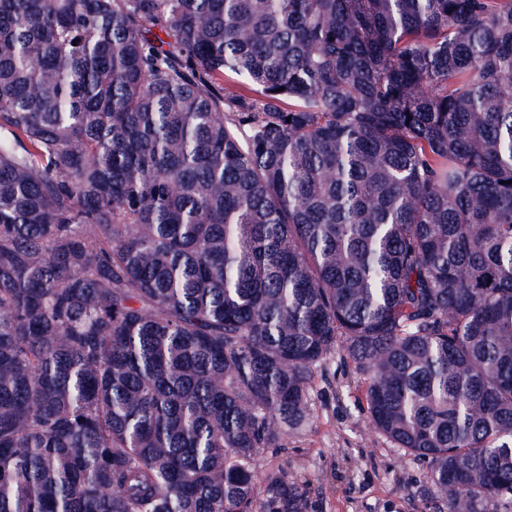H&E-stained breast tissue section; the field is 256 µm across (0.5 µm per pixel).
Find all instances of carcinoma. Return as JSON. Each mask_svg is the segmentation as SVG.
Here are the masks:
<instances>
[{
	"label": "carcinoma",
	"mask_w": 512,
	"mask_h": 512,
	"mask_svg": "<svg viewBox=\"0 0 512 512\" xmlns=\"http://www.w3.org/2000/svg\"><path fill=\"white\" fill-rule=\"evenodd\" d=\"M338 351L512 512V0H0V512H308Z\"/></svg>",
	"instance_id": "carcinoma-1"
}]
</instances>
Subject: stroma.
Segmentation results:
<instances>
[{"label":"stroma","mask_w":512,"mask_h":512,"mask_svg":"<svg viewBox=\"0 0 512 512\" xmlns=\"http://www.w3.org/2000/svg\"><path fill=\"white\" fill-rule=\"evenodd\" d=\"M312 417L285 439V457L264 455L259 473L289 460L310 491L309 512H437L421 462L394 448L372 425L362 378L341 356L319 369Z\"/></svg>","instance_id":"35a3bbf8"}]
</instances>
